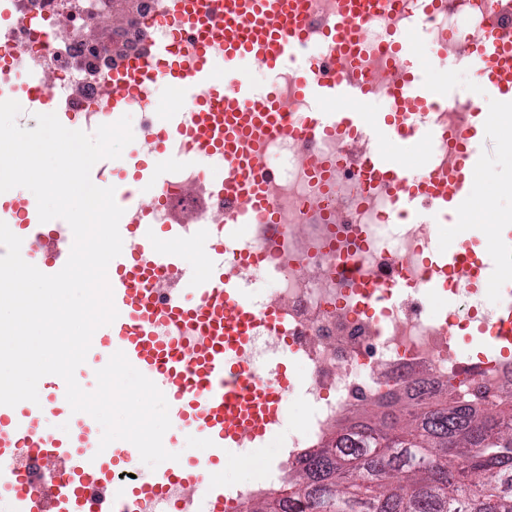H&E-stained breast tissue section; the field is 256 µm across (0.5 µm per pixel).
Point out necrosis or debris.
<instances>
[{
	"mask_svg": "<svg viewBox=\"0 0 512 512\" xmlns=\"http://www.w3.org/2000/svg\"><path fill=\"white\" fill-rule=\"evenodd\" d=\"M156 7L157 0H5L9 16L0 22V68L16 80L30 71L44 74L59 111H94L116 53L136 56L148 41L164 37V28L152 22ZM335 148L320 139L298 150L286 135L268 142L267 157L278 161L270 172L279 204L289 207L288 221L251 225L258 259L248 272L240 271L239 259L249 242L236 225L224 227L227 285L244 290L257 278L272 283V291L253 306H278L289 340L281 342L263 326L255 335L265 351H288L302 366L297 389L309 407L304 429L288 436L255 480L235 490L242 507L277 498L285 471L299 468L312 448L363 406L389 412L399 405L437 403L452 391L492 395L512 386L511 357L484 366L462 355L455 343L456 315L430 312L421 292L424 255L432 248L428 225L404 217L389 221L390 197L373 196L364 206L340 192L334 206L342 232L356 227L365 238L355 248L328 244L327 226L317 213L321 196L306 168L310 159ZM352 268L382 282L386 301L378 311L360 307L356 282L348 275ZM399 273L405 289L394 296L388 286Z\"/></svg>",
	"mask_w": 512,
	"mask_h": 512,
	"instance_id": "obj_1",
	"label": "necrosis or debris"
}]
</instances>
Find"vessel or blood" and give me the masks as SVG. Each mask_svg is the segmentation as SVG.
Returning a JSON list of instances; mask_svg holds the SVG:
<instances>
[{
  "mask_svg": "<svg viewBox=\"0 0 512 512\" xmlns=\"http://www.w3.org/2000/svg\"><path fill=\"white\" fill-rule=\"evenodd\" d=\"M157 15L167 35L140 56L104 76L111 111L119 120L128 106L149 104L157 84L176 87L189 108L152 127L140 154L112 171L92 168L91 181L114 187L124 210L123 248L107 272L118 316L99 328L79 374L103 368L124 352L152 380L169 404L180 432L201 435L205 460L182 459L154 474L135 475L136 447L123 451L115 470L112 450H99L95 419L72 412L62 378L47 375L38 402L0 405V512H224V456L242 442L258 443L285 413L293 380L286 364L274 379L260 377L248 350L257 323L282 330L281 312L256 315L249 302L224 285V227L282 224L274 207V182L264 171L265 149L285 132L290 110L311 109L301 139L331 138L341 148L313 160L308 175L322 197L335 189L336 170L359 171L362 200L394 198L418 224H440L469 208L486 163L481 150L485 102L512 111V0H494L483 35L452 42L436 36L438 60L467 59L475 69V104L453 117L451 129H423L412 115L429 112L444 92L417 74L418 35L407 18L470 13L476 0H159ZM378 26L384 38L366 49L363 34ZM271 75L257 89L245 69ZM382 97L388 108L362 113ZM336 110L323 118L316 104ZM433 141L455 135L454 149L418 169L403 158L420 134ZM180 141L183 167L219 158L220 178H200L193 192L199 210L175 212L163 175L142 155L166 153ZM170 213L168 223L154 220ZM0 221L21 237L23 259L52 275L66 264L74 242L62 219L40 222L36 202L17 192L0 197ZM482 228L470 224L448 243V264L428 263L427 291L441 280L466 285L485 279L484 260L473 244ZM207 243L203 268L187 266L185 252Z\"/></svg>",
  "mask_w": 512,
  "mask_h": 512,
  "instance_id": "b4317fda",
  "label": "vessel or blood"
}]
</instances>
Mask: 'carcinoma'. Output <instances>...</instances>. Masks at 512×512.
<instances>
[{"instance_id": "carcinoma-1", "label": "carcinoma", "mask_w": 512, "mask_h": 512, "mask_svg": "<svg viewBox=\"0 0 512 512\" xmlns=\"http://www.w3.org/2000/svg\"><path fill=\"white\" fill-rule=\"evenodd\" d=\"M252 512H512V390L367 408Z\"/></svg>"}]
</instances>
